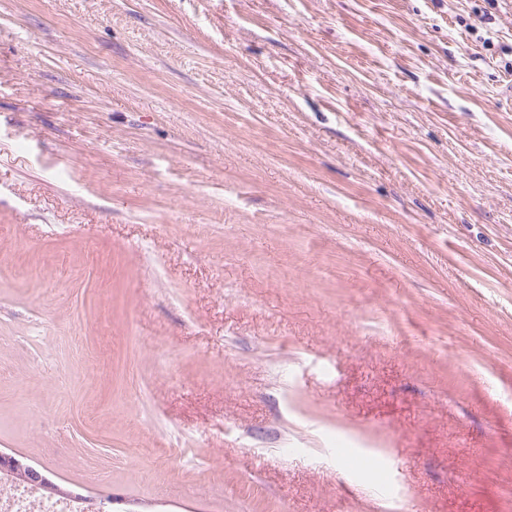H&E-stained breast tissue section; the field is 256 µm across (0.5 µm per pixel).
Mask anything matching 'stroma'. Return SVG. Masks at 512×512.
I'll use <instances>...</instances> for the list:
<instances>
[{
	"instance_id": "35a3bbf8",
	"label": "stroma",
	"mask_w": 512,
	"mask_h": 512,
	"mask_svg": "<svg viewBox=\"0 0 512 512\" xmlns=\"http://www.w3.org/2000/svg\"><path fill=\"white\" fill-rule=\"evenodd\" d=\"M0 451L512 512V0H0Z\"/></svg>"
}]
</instances>
